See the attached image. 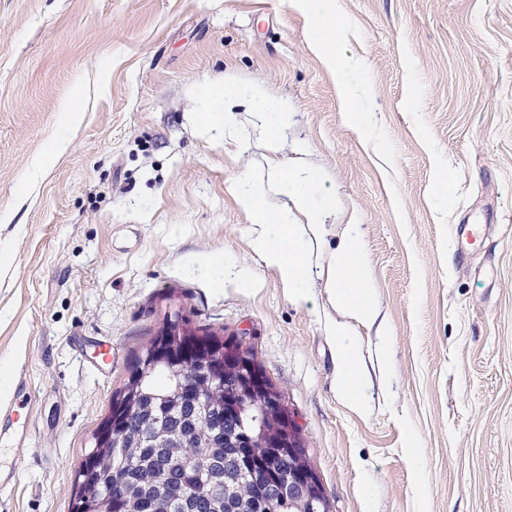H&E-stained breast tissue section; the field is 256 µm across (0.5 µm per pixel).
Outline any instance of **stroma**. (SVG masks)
I'll list each match as a JSON object with an SVG mask.
<instances>
[{
	"label": "stroma",
	"instance_id": "35a3bbf8",
	"mask_svg": "<svg viewBox=\"0 0 512 512\" xmlns=\"http://www.w3.org/2000/svg\"><path fill=\"white\" fill-rule=\"evenodd\" d=\"M335 3L342 80L289 0H0V413L18 379L32 395L10 512H70L88 441L175 309L248 337L332 512H512V0ZM227 79L283 125L242 102L203 128L201 89ZM298 170L331 212L316 231L293 210L292 297L231 187L279 211ZM467 222L485 243L460 260ZM351 236L369 320L330 295ZM341 324L361 412L339 391ZM77 334L111 343L109 373Z\"/></svg>",
	"mask_w": 512,
	"mask_h": 512
}]
</instances>
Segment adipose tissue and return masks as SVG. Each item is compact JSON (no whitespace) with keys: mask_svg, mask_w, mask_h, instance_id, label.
I'll return each mask as SVG.
<instances>
[{"mask_svg":"<svg viewBox=\"0 0 512 512\" xmlns=\"http://www.w3.org/2000/svg\"><path fill=\"white\" fill-rule=\"evenodd\" d=\"M204 95L210 101V107L200 116L204 125H212L222 113L232 111L239 101H248L260 116L269 118L279 112L269 96L261 87L250 90H240L232 83L221 85H205ZM240 199L255 213V245L259 253L268 262L277 264L282 280L289 293L298 290L299 263L297 258L288 253L285 245L296 238L295 225L290 222V212L283 210L277 213L263 208L257 196L251 191L246 182L237 186ZM342 287L333 289L332 294L339 304L345 305L357 316L368 317L372 314L369 294L363 283L367 271L360 259V245L357 239H349L341 256Z\"/></svg>","mask_w":512,"mask_h":512,"instance_id":"obj_1","label":"adipose tissue"}]
</instances>
